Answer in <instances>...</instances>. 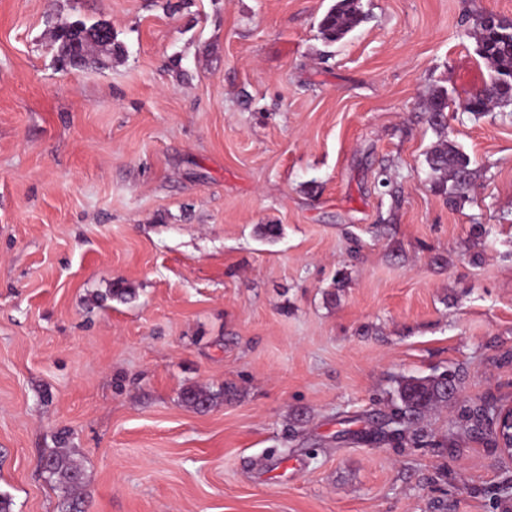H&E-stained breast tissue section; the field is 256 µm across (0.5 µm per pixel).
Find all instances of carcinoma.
Here are the masks:
<instances>
[{"instance_id": "obj_1", "label": "carcinoma", "mask_w": 512, "mask_h": 512, "mask_svg": "<svg viewBox=\"0 0 512 512\" xmlns=\"http://www.w3.org/2000/svg\"><path fill=\"white\" fill-rule=\"evenodd\" d=\"M358 0H336L322 16L319 30L328 43L339 42L364 22ZM478 30L477 54L493 69V75L477 96L467 99L463 110L473 114L487 111L493 105H512V27H490L484 16L476 19ZM56 61L63 67L70 65L66 48L78 46L86 54V61L105 66L112 62L114 42L112 30L98 23L62 24L51 36ZM448 95L444 90L432 93L427 107L428 123L437 132L448 127ZM426 163L434 174L441 175L436 182L448 197L449 204L464 198L470 187L472 170L470 159L453 143L444 141L426 155ZM456 377L443 372L436 376L404 379L398 389L396 402L388 415L387 424L411 429L422 417L437 406L448 402L455 393ZM232 395L226 387L218 393L188 388L183 393L185 405L195 411L208 410L214 401ZM43 469L48 481L61 493L60 512H84V475L82 469L63 448H53L43 456Z\"/></svg>"}]
</instances>
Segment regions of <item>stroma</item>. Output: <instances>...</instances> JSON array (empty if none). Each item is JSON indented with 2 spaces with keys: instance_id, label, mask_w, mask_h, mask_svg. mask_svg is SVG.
Instances as JSON below:
<instances>
[{
  "instance_id": "stroma-1",
  "label": "stroma",
  "mask_w": 512,
  "mask_h": 512,
  "mask_svg": "<svg viewBox=\"0 0 512 512\" xmlns=\"http://www.w3.org/2000/svg\"><path fill=\"white\" fill-rule=\"evenodd\" d=\"M334 2L0 0L11 512H59L62 433L87 512H512V461L461 419L512 402V106L461 108L475 20L512 0H361L329 44ZM76 20L110 67L56 62ZM442 136L473 171L454 206ZM454 368L422 438L386 434L399 380ZM194 385L236 395L197 412ZM365 17L357 0H336L319 22L320 34L328 43L342 41ZM52 47L55 50L56 61L61 67H73L68 61L70 55L67 47L77 45L83 54H86V61L93 64L108 67L112 63V51L114 42L112 30L98 23L87 26L84 23L59 25L51 36ZM108 62V65H106ZM448 95L444 90H435L427 107L428 123L436 132H443L448 127ZM426 163L433 174L442 175L435 184L448 197L449 204L454 205L464 198L472 176L466 154L446 140L427 153Z\"/></svg>"
}]
</instances>
